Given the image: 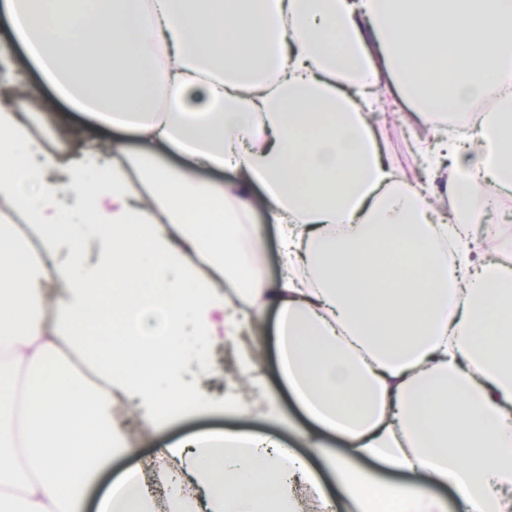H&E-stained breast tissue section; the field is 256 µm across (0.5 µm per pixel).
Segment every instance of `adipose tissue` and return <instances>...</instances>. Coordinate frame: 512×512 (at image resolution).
<instances>
[{
	"mask_svg": "<svg viewBox=\"0 0 512 512\" xmlns=\"http://www.w3.org/2000/svg\"><path fill=\"white\" fill-rule=\"evenodd\" d=\"M14 39L71 108L133 132L111 159L67 164L22 103L0 104V203L53 259L22 258L0 225V485L19 512H84L125 446L112 394L150 424L211 405L182 382L183 336L228 340L274 316L300 430L263 382L264 342L239 351L247 396L224 401L298 431L174 442L187 494L157 507L127 476L103 512H334L329 473L357 512H512V261L474 247L486 209L512 196V0H0ZM169 92L158 108L145 76ZM420 126L425 174L379 141L381 97ZM492 101L491 109L479 102ZM451 114L472 123L449 128ZM168 148L192 168L165 164ZM227 170L199 181L193 168ZM262 190L280 271L261 258ZM111 276L121 338L84 340ZM63 289L46 318L45 284ZM79 351L102 381L58 358ZM335 434L343 451L330 448ZM374 460L382 472L363 469ZM310 488L305 502L296 487Z\"/></svg>",
	"mask_w": 512,
	"mask_h": 512,
	"instance_id": "ef3b65f1",
	"label": "adipose tissue"
}]
</instances>
